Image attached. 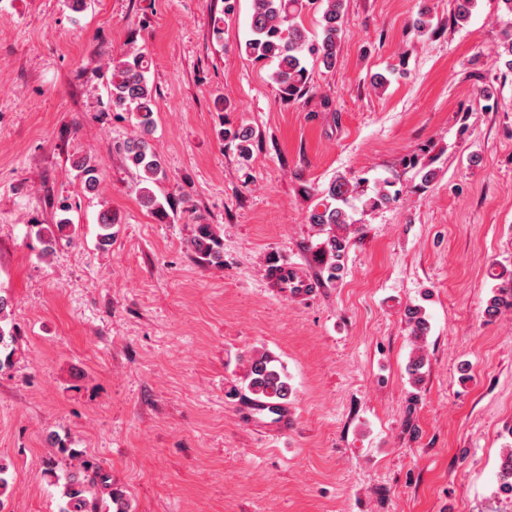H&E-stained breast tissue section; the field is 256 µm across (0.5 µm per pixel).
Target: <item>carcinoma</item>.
Returning <instances> with one entry per match:
<instances>
[{
  "label": "carcinoma",
  "instance_id": "obj_1",
  "mask_svg": "<svg viewBox=\"0 0 512 512\" xmlns=\"http://www.w3.org/2000/svg\"><path fill=\"white\" fill-rule=\"evenodd\" d=\"M319 2L322 35L311 37L301 23V16L313 0H252L251 37L244 43V52L274 64L272 79L284 101L298 99L307 88V58L319 61L328 69L336 66L346 0ZM150 65L149 57L141 50L127 51L114 58L109 98L112 108L129 110L136 115L140 136L127 143L125 150L131 163L143 173L142 205L163 218L167 212L151 188L164 176L163 163L149 151L146 141L154 127L155 112V97L147 79ZM227 135L237 142L240 157L248 158L252 132L237 130L229 131ZM363 183L362 178L336 176L318 191L316 203L310 211L309 222L325 236L318 255L330 281L338 279L344 268L351 230L356 226L351 214L353 201H359L362 210L372 211L389 205L396 198L389 190L392 182L388 180L378 183L370 193L362 189ZM188 248L211 262H221L220 241L211 224L197 225ZM507 310H512V278L503 280L493 289L484 312L486 317L495 319ZM406 318L412 336L419 339L427 333L429 323L420 306L408 308ZM244 384L250 394L249 402H259L273 412L282 410L292 394L284 368L269 353L252 355L247 359ZM50 474L55 482H63L59 512H129L121 494L109 492L110 503L105 504L93 493L91 484L77 472L60 477L52 470ZM498 476L500 488L512 492V448L504 453Z\"/></svg>",
  "mask_w": 512,
  "mask_h": 512
}]
</instances>
